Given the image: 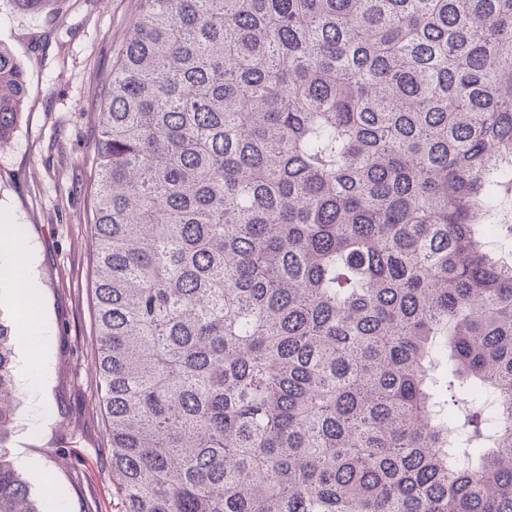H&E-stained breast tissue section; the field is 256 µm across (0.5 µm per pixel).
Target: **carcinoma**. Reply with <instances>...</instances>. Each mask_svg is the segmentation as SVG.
I'll use <instances>...</instances> for the list:
<instances>
[{
  "mask_svg": "<svg viewBox=\"0 0 512 512\" xmlns=\"http://www.w3.org/2000/svg\"><path fill=\"white\" fill-rule=\"evenodd\" d=\"M95 112L120 512H512V0H139Z\"/></svg>",
  "mask_w": 512,
  "mask_h": 512,
  "instance_id": "carcinoma-1",
  "label": "carcinoma"
}]
</instances>
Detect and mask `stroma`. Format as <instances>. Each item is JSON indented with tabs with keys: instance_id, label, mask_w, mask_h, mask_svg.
<instances>
[{
	"instance_id": "stroma-1",
	"label": "stroma",
	"mask_w": 512,
	"mask_h": 512,
	"mask_svg": "<svg viewBox=\"0 0 512 512\" xmlns=\"http://www.w3.org/2000/svg\"><path fill=\"white\" fill-rule=\"evenodd\" d=\"M136 13L137 0H51L38 16L0 0V42L29 78L20 125L0 145V218L24 229L48 334L30 348L20 309L0 294V321L16 334L7 446L33 496L58 512L118 510L93 327L94 103Z\"/></svg>"
}]
</instances>
